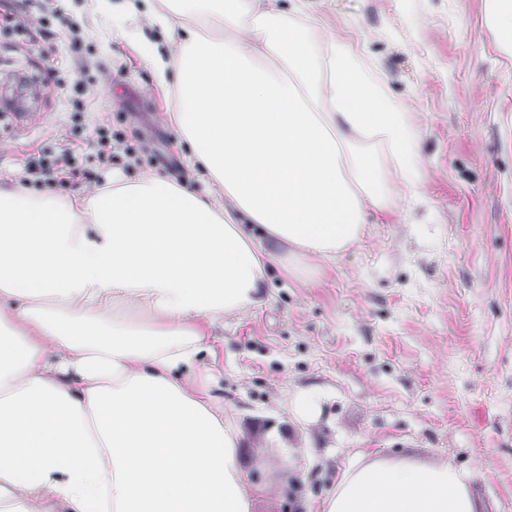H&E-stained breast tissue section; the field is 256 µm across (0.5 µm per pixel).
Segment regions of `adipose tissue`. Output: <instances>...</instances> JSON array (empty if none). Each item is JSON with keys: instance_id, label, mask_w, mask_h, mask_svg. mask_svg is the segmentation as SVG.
I'll return each mask as SVG.
<instances>
[{"instance_id": "adipose-tissue-1", "label": "adipose tissue", "mask_w": 512, "mask_h": 512, "mask_svg": "<svg viewBox=\"0 0 512 512\" xmlns=\"http://www.w3.org/2000/svg\"><path fill=\"white\" fill-rule=\"evenodd\" d=\"M202 21L199 35L188 20ZM143 41L206 190L0 182V512H253L217 328L311 283L369 213L426 206L420 126L351 37L278 0H174ZM445 461L352 460L318 512H476Z\"/></svg>"}]
</instances>
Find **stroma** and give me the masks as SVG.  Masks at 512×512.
<instances>
[{"label":"stroma","instance_id":"35a3bbf8","mask_svg":"<svg viewBox=\"0 0 512 512\" xmlns=\"http://www.w3.org/2000/svg\"><path fill=\"white\" fill-rule=\"evenodd\" d=\"M110 2L97 13L92 0H56L49 46L19 32L36 7L0 21L1 88L46 65L62 80L24 87L27 119L0 111V180H23L44 151L68 148L86 165L106 117L113 131L139 132L150 154L137 164L116 155L102 179L187 169L172 95L130 36L145 18ZM301 19L353 36L416 113L429 205L373 212L361 244L316 282L273 271L266 304L225 318L215 343L224 415L248 437L240 457L259 491L254 512H306L359 452L448 461L470 474L478 512H512V58L488 0H307ZM79 55L97 65L83 94ZM300 389L320 396L303 430L282 407Z\"/></svg>","mask_w":512,"mask_h":512}]
</instances>
